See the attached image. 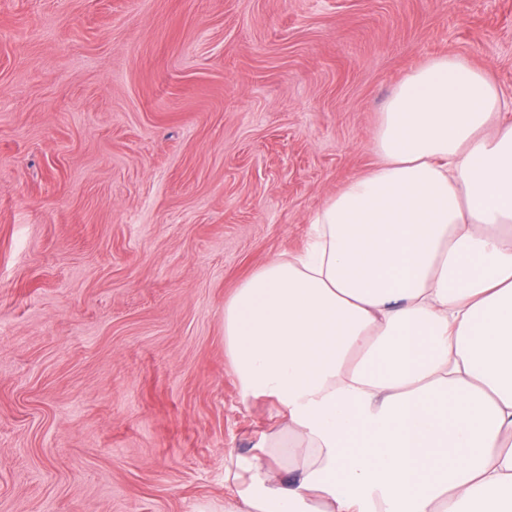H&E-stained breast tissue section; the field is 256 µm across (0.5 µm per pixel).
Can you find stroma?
I'll list each match as a JSON object with an SVG mask.
<instances>
[{
    "label": "stroma",
    "mask_w": 512,
    "mask_h": 512,
    "mask_svg": "<svg viewBox=\"0 0 512 512\" xmlns=\"http://www.w3.org/2000/svg\"><path fill=\"white\" fill-rule=\"evenodd\" d=\"M445 55L511 100L512 0H0V512H224V302Z\"/></svg>",
    "instance_id": "stroma-1"
}]
</instances>
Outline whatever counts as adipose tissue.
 <instances>
[{
    "label": "adipose tissue",
    "instance_id": "ef3b65f1",
    "mask_svg": "<svg viewBox=\"0 0 512 512\" xmlns=\"http://www.w3.org/2000/svg\"><path fill=\"white\" fill-rule=\"evenodd\" d=\"M374 146L224 303L243 397L287 419L225 469L227 512H512V101L434 57Z\"/></svg>",
    "mask_w": 512,
    "mask_h": 512
}]
</instances>
